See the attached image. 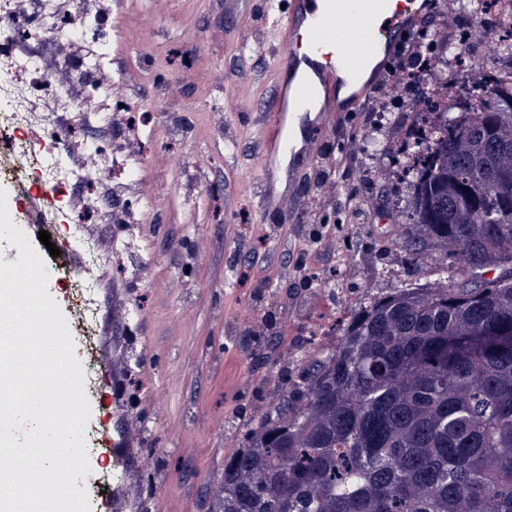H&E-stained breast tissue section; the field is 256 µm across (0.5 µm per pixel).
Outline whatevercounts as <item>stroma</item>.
Wrapping results in <instances>:
<instances>
[{"instance_id": "stroma-1", "label": "stroma", "mask_w": 512, "mask_h": 512, "mask_svg": "<svg viewBox=\"0 0 512 512\" xmlns=\"http://www.w3.org/2000/svg\"><path fill=\"white\" fill-rule=\"evenodd\" d=\"M270 0H99L96 72L123 111L109 126L78 124L76 140L104 151L122 142L127 201L141 223L120 224L123 205L98 203L83 180L56 204L51 241L84 224L105 254L99 320L106 385L96 412L127 460L117 512H209L224 462L244 443L245 423L277 406L326 333L395 288L430 282L428 266L394 247L403 225L361 154L368 112L324 132L317 161L297 180L294 221L262 213L259 124L274 92L282 48L270 44ZM142 115L128 137V113ZM361 196V223L338 212L343 192ZM325 245L307 258L306 242ZM144 253L117 267L115 241ZM308 264L309 274L297 275Z\"/></svg>"}]
</instances>
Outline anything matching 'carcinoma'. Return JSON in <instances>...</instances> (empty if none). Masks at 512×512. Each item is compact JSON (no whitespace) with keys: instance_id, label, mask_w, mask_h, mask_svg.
I'll list each match as a JSON object with an SVG mask.
<instances>
[{"instance_id":"carcinoma-1","label":"carcinoma","mask_w":512,"mask_h":512,"mask_svg":"<svg viewBox=\"0 0 512 512\" xmlns=\"http://www.w3.org/2000/svg\"><path fill=\"white\" fill-rule=\"evenodd\" d=\"M460 104L407 176L401 250L436 278L354 311L210 512H512V86Z\"/></svg>"}]
</instances>
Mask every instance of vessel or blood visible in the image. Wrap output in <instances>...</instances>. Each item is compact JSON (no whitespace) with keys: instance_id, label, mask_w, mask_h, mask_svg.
Instances as JSON below:
<instances>
[{"instance_id":"b4317fda","label":"vessel or blood","mask_w":512,"mask_h":512,"mask_svg":"<svg viewBox=\"0 0 512 512\" xmlns=\"http://www.w3.org/2000/svg\"><path fill=\"white\" fill-rule=\"evenodd\" d=\"M416 13L415 0H289L274 19L270 37L289 51L274 69L280 93L263 114V149L288 164L262 174L263 212L297 210L296 174L317 159L319 134L361 108Z\"/></svg>"}]
</instances>
